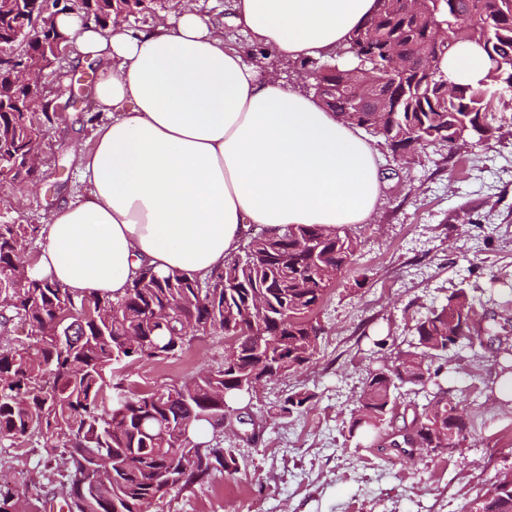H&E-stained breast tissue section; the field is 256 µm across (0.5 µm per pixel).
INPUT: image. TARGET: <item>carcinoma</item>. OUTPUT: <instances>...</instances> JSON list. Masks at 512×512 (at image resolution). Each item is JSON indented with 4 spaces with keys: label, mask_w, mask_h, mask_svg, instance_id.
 I'll return each mask as SVG.
<instances>
[{
    "label": "carcinoma",
    "mask_w": 512,
    "mask_h": 512,
    "mask_svg": "<svg viewBox=\"0 0 512 512\" xmlns=\"http://www.w3.org/2000/svg\"><path fill=\"white\" fill-rule=\"evenodd\" d=\"M401 0L380 4L369 25L336 49L332 66L303 61L311 77L327 76L336 93L324 104L346 122L380 137L396 161L421 145L442 142L453 148L463 129L491 137L495 111H512V0H427L416 16ZM93 20L105 28L119 12L143 8V0H87ZM23 31L24 58L44 59V43L32 20L0 15V32ZM488 36L493 55L487 80L477 88L448 80L440 62L454 44ZM44 125L53 123L49 100L38 89L18 87ZM37 134L27 116L0 104V177H30L26 156ZM32 232L24 224L0 223V327L13 322L30 329L28 341L0 336V444L37 432L60 447L62 503L67 512H147V506L175 489H185L216 473L233 475L239 463L229 448L208 446L197 434L204 416L221 426L220 406L231 404L249 386L260 351L284 361L270 379L296 372L317 352L310 339L315 310L329 288L355 264L358 243L342 227L291 225L279 235L250 237L225 260L224 271L201 280L185 274L141 272L124 295L73 296L62 286L32 278L13 244ZM65 316L58 335L46 324ZM476 310L464 290L448 296L415 327L414 350L392 371L383 363L370 370L357 417L349 432L377 439L397 406L402 384L437 383L448 372L451 353L471 339ZM220 331L238 340L234 364L190 379L186 391H135L119 369L141 360L161 361ZM312 395L297 392L280 403L277 415L301 413ZM412 435L422 448H462L471 427L461 402L441 391L414 413L402 439ZM18 491L0 483V512H15ZM469 512H512V490L493 481L469 505Z\"/></svg>",
    "instance_id": "1"
}]
</instances>
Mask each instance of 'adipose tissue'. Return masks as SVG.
Returning a JSON list of instances; mask_svg holds the SVG:
<instances>
[{
	"label": "adipose tissue",
	"instance_id": "obj_1",
	"mask_svg": "<svg viewBox=\"0 0 512 512\" xmlns=\"http://www.w3.org/2000/svg\"><path fill=\"white\" fill-rule=\"evenodd\" d=\"M378 0H232L250 44L281 60L327 57L364 28ZM176 22L101 30L73 15L74 53L99 64L95 100L111 113L77 161L82 198L56 207L28 274L76 296L124 295L142 270L206 278L251 227L366 224L382 192L380 157L360 128L313 95L260 74L225 47L218 23L179 0ZM490 63L458 43L441 70L478 84Z\"/></svg>",
	"mask_w": 512,
	"mask_h": 512
}]
</instances>
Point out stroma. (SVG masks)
<instances>
[{"mask_svg":"<svg viewBox=\"0 0 512 512\" xmlns=\"http://www.w3.org/2000/svg\"><path fill=\"white\" fill-rule=\"evenodd\" d=\"M224 43L246 51L260 73L309 89L299 62L250 50L234 26L225 25ZM60 65L62 79H43L45 94L83 101L60 112L40 139L35 182L0 181V223L42 226L61 202L85 193L78 151L90 145L94 123L110 115L98 111L87 84L90 60L67 55ZM375 145L382 159L377 216L349 227L358 241L356 262L317 311L323 334L313 361L263 382L228 413L216 441L233 450L238 473L172 491L149 512H463L489 483L512 472V406L494 393L498 345L512 346V125L454 149L427 145L405 164L393 160L383 140ZM461 288L502 327L499 342L485 336L478 346L457 349L448 372V394L461 399L474 429L468 445L412 458L391 447V436L435 393L432 385L400 388L378 443L350 436L367 371L385 352L409 350L417 321ZM380 339L386 348L377 347ZM225 345L223 334L213 333L172 358L130 364L125 376L136 391L178 386L222 367ZM294 391L312 394L308 408L276 416ZM1 479L17 489L21 512H49L61 501L54 453L42 437L0 446Z\"/></svg>","mask_w":512,"mask_h":512,"instance_id":"1","label":"stroma"}]
</instances>
